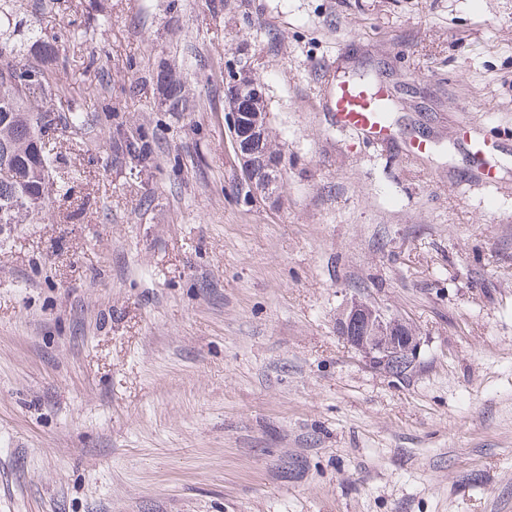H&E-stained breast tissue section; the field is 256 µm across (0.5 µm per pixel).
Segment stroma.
I'll return each instance as SVG.
<instances>
[{
  "mask_svg": "<svg viewBox=\"0 0 512 512\" xmlns=\"http://www.w3.org/2000/svg\"><path fill=\"white\" fill-rule=\"evenodd\" d=\"M14 12L64 39L51 104L94 120L56 135L69 193L0 224V512H512V0ZM243 52L288 152L278 208L234 163ZM166 64L189 111L158 105ZM353 68L397 98L392 137L324 107ZM105 109L149 167L114 160ZM354 298L419 333L407 375L343 341Z\"/></svg>",
  "mask_w": 512,
  "mask_h": 512,
  "instance_id": "1",
  "label": "stroma"
}]
</instances>
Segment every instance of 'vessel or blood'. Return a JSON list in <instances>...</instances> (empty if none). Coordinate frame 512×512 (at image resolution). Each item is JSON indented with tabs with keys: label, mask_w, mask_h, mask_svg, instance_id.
Instances as JSON below:
<instances>
[{
	"label": "vessel or blood",
	"mask_w": 512,
	"mask_h": 512,
	"mask_svg": "<svg viewBox=\"0 0 512 512\" xmlns=\"http://www.w3.org/2000/svg\"><path fill=\"white\" fill-rule=\"evenodd\" d=\"M386 95L382 83L339 84L331 99L336 119L341 126L360 131L370 139H386L391 128L381 114V101Z\"/></svg>",
	"instance_id": "b4317fda"
}]
</instances>
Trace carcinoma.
<instances>
[{"label": "carcinoma", "instance_id": "cac0c4a2", "mask_svg": "<svg viewBox=\"0 0 512 512\" xmlns=\"http://www.w3.org/2000/svg\"><path fill=\"white\" fill-rule=\"evenodd\" d=\"M11 0H0V224H23L40 219L52 196L65 190L57 179L54 160L45 139L60 129L74 132L88 124V113L77 102L59 111L48 105L47 88L53 65L59 62L56 42L37 39L16 41ZM156 79V90L167 112L187 107L186 85L179 72L166 68ZM269 112L267 97H248L240 118V132L247 131L251 114ZM114 151L139 164L148 165L144 141L147 130L118 123ZM28 192L24 206H16L21 192Z\"/></svg>", "mask_w": 512, "mask_h": 512}]
</instances>
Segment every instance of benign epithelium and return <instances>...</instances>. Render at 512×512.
I'll list each match as a JSON object with an SVG mask.
<instances>
[{
	"mask_svg": "<svg viewBox=\"0 0 512 512\" xmlns=\"http://www.w3.org/2000/svg\"><path fill=\"white\" fill-rule=\"evenodd\" d=\"M236 103L234 99L227 104L225 118L242 178L254 198L275 204L285 163L272 162L267 166L239 143L234 135ZM337 326L343 340L378 369L388 371L400 362L414 365L418 360L420 337L406 335L403 330L405 323L378 305L362 300L350 302L339 313Z\"/></svg>",
	"mask_w": 512,
	"mask_h": 512,
	"instance_id": "obj_1",
	"label": "benign epithelium"
}]
</instances>
